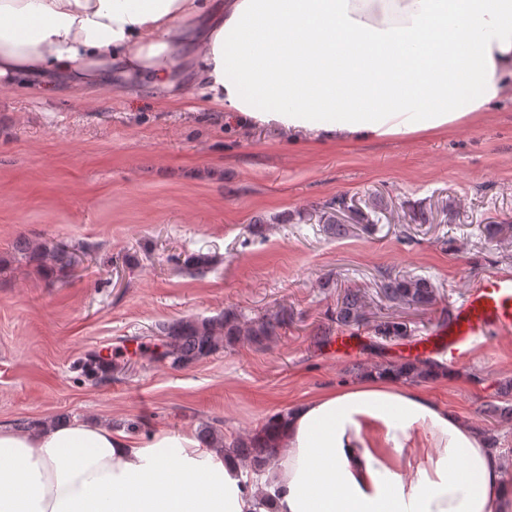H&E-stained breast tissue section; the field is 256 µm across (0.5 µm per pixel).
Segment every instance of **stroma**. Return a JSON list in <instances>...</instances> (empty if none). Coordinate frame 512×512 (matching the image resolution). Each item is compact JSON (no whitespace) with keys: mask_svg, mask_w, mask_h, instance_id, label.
<instances>
[{"mask_svg":"<svg viewBox=\"0 0 512 512\" xmlns=\"http://www.w3.org/2000/svg\"><path fill=\"white\" fill-rule=\"evenodd\" d=\"M91 97L83 105L62 88L0 90L1 424L99 420L136 436L209 425L229 441L360 381L355 364L394 361L398 340L374 325L395 311L376 298L370 322L331 326L342 290H374L384 274L429 279L435 302L397 311L415 340L471 284L512 271V245L486 233L512 225V100L439 136L316 146L227 121L197 90L174 103L149 86ZM339 194L361 208L375 196L423 204L433 218L354 224L343 238L300 223L299 212ZM21 238L87 253L46 271L19 254ZM198 252L216 258L205 274L175 265ZM227 309L279 311L285 323L267 350L243 340L184 367L151 360L156 322ZM337 336L371 346L342 356L329 350ZM92 352L118 355L107 381L81 375ZM417 387L491 434L512 481V420L481 413L490 402L512 406V335Z\"/></svg>","mask_w":512,"mask_h":512,"instance_id":"1","label":"stroma"}]
</instances>
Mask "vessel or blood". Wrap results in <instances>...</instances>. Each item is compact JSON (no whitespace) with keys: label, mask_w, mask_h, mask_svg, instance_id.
I'll use <instances>...</instances> for the list:
<instances>
[{"label":"vessel or blood","mask_w":512,"mask_h":512,"mask_svg":"<svg viewBox=\"0 0 512 512\" xmlns=\"http://www.w3.org/2000/svg\"><path fill=\"white\" fill-rule=\"evenodd\" d=\"M494 334H512V272L493 274L469 287L447 321L404 344L399 354L416 360L439 357L458 365L470 361Z\"/></svg>","instance_id":"b4317fda"}]
</instances>
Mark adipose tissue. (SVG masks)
Wrapping results in <instances>:
<instances>
[{
  "instance_id": "1",
  "label": "adipose tissue",
  "mask_w": 512,
  "mask_h": 512,
  "mask_svg": "<svg viewBox=\"0 0 512 512\" xmlns=\"http://www.w3.org/2000/svg\"><path fill=\"white\" fill-rule=\"evenodd\" d=\"M19 78L197 86L321 145L436 134L512 97V0H0V79ZM271 452L254 473L189 431L0 425V512H512L487 441L393 375L293 405Z\"/></svg>"
}]
</instances>
